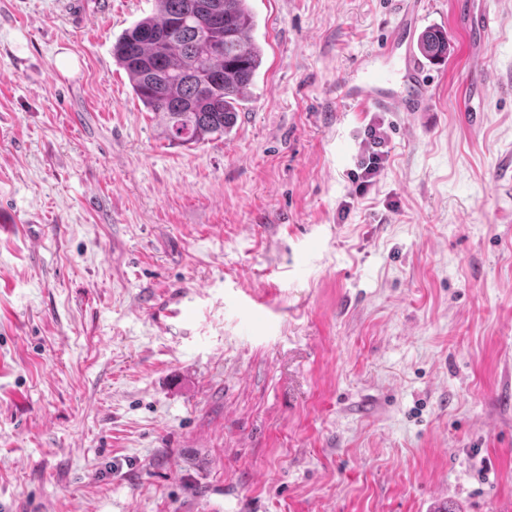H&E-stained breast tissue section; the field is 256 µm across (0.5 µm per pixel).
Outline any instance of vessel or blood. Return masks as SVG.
<instances>
[{
	"mask_svg": "<svg viewBox=\"0 0 512 512\" xmlns=\"http://www.w3.org/2000/svg\"><path fill=\"white\" fill-rule=\"evenodd\" d=\"M423 8V0H406L385 43L370 51L372 67L362 69L356 81L343 82L348 102L377 112L428 110L426 64L411 40Z\"/></svg>",
	"mask_w": 512,
	"mask_h": 512,
	"instance_id": "obj_1",
	"label": "vessel or blood"
}]
</instances>
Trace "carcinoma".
Returning a JSON list of instances; mask_svg holds the SVG:
<instances>
[{
  "label": "carcinoma",
  "mask_w": 512,
  "mask_h": 512,
  "mask_svg": "<svg viewBox=\"0 0 512 512\" xmlns=\"http://www.w3.org/2000/svg\"><path fill=\"white\" fill-rule=\"evenodd\" d=\"M247 0H155V12L125 29L112 56L136 97L161 117L165 137L199 144L230 131L262 64ZM224 37L221 52L202 51L203 37ZM432 63L448 55V35L429 28L418 42Z\"/></svg>",
  "instance_id": "carcinoma-1"
}]
</instances>
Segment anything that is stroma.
Returning a JSON list of instances; mask_svg holds the SVG:
<instances>
[{
    "label": "stroma",
    "mask_w": 512,
    "mask_h": 512,
    "mask_svg": "<svg viewBox=\"0 0 512 512\" xmlns=\"http://www.w3.org/2000/svg\"><path fill=\"white\" fill-rule=\"evenodd\" d=\"M402 2L248 0L238 121L183 146L112 59L154 0H0V512H512V0H425L429 110L356 108ZM494 23L493 14L486 8L480 7L477 11L468 12L467 28L469 33L484 37L489 33ZM421 53L432 63L448 56V35L441 31L429 28L424 31L418 42ZM366 141L369 149L367 156L362 157L359 170L361 173L351 172L350 177L354 183H358L356 192L360 196H364L368 188L373 185L374 178L384 167V163L388 159V151L382 150L385 144V138L380 131V127L370 126L367 128Z\"/></svg>",
    "instance_id": "35a3bbf8"
}]
</instances>
